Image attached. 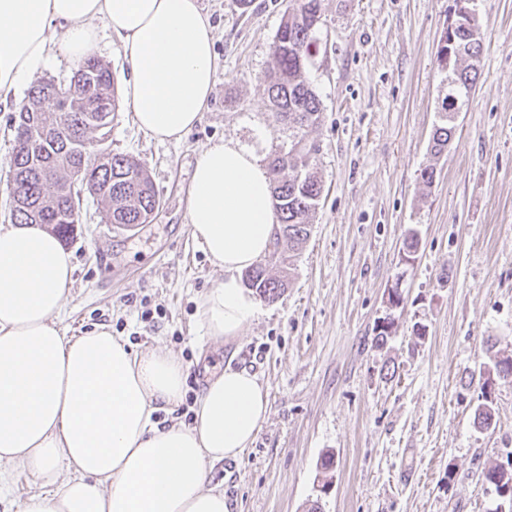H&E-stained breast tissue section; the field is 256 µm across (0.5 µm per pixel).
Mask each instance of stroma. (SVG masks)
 Segmentation results:
<instances>
[{
    "label": "stroma",
    "instance_id": "obj_1",
    "mask_svg": "<svg viewBox=\"0 0 512 512\" xmlns=\"http://www.w3.org/2000/svg\"><path fill=\"white\" fill-rule=\"evenodd\" d=\"M215 38L216 82L200 122L160 143L120 102L109 138L160 198L151 221L105 223L86 201L66 244L75 266L60 329L100 325L134 353L162 346L188 368L187 398L162 421H188L224 367L258 374L269 411L255 441L212 471L234 512H491L481 472L512 451V385L492 392L495 424L473 423L480 374L512 354V0H474L484 35L479 78L456 136L431 152L448 77L436 62L454 0H322L308 78L322 103L308 138L322 196L291 283L257 300L231 343L208 339L201 296L223 279L194 240L188 189L200 149L224 139L263 157L288 146L264 76L287 0H199ZM0 103V229L12 225L11 118ZM436 171L431 184L422 169ZM415 238L414 252L405 241ZM402 302L391 306L388 292ZM395 324L374 346L376 327ZM425 326V335L415 333ZM334 453L329 493L317 463Z\"/></svg>",
    "mask_w": 512,
    "mask_h": 512
}]
</instances>
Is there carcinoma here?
<instances>
[{
  "mask_svg": "<svg viewBox=\"0 0 512 512\" xmlns=\"http://www.w3.org/2000/svg\"><path fill=\"white\" fill-rule=\"evenodd\" d=\"M322 0H289L273 41L275 68L265 75L272 117L288 127L289 146L270 158L272 203L279 224L274 250L282 275H269L267 264L258 263L244 274L245 283L259 297L274 301L288 288L292 256L309 237V218L322 195V184L314 172L319 146L307 140V130L321 120V101L307 78L311 47L321 23ZM466 20L454 31L453 55L446 64L448 95L442 101L445 117L460 109L477 82L482 34H474ZM114 79L108 65L88 57L66 83L53 79L34 84L28 102L12 117L15 146L11 156L13 189L25 207L17 210L14 223L36 222L52 226L51 232L70 238L80 220L81 193L97 197L104 220L114 224H145L148 214L159 207L153 184L138 160L114 154L105 146L111 127L93 123L101 112H116ZM454 127H437L432 149H448ZM512 383V355L495 357L481 384L483 403L474 421L481 428L493 425L491 393L484 391L490 380ZM482 482L512 501V468L496 465L481 473Z\"/></svg>",
  "mask_w": 512,
  "mask_h": 512,
  "instance_id": "cac0c4a2",
  "label": "carcinoma"
}]
</instances>
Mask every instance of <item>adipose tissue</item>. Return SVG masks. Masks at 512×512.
Instances as JSON below:
<instances>
[{"instance_id": "obj_1", "label": "adipose tissue", "mask_w": 512, "mask_h": 512, "mask_svg": "<svg viewBox=\"0 0 512 512\" xmlns=\"http://www.w3.org/2000/svg\"><path fill=\"white\" fill-rule=\"evenodd\" d=\"M101 26L131 64L124 97L138 127L182 140L215 84L213 27L198 0H0V101L53 50L81 63ZM188 215L224 272L198 314L225 343L254 315L241 274L270 253L277 228L262 157L232 140L202 148ZM73 273L71 252L39 225L0 231V487L20 473L40 480L23 512H231L209 467L255 440L269 410L263 383L225 368L208 379L191 424L159 423L183 399L185 365L160 348L134 355L104 325L64 336L57 319Z\"/></svg>"}]
</instances>
